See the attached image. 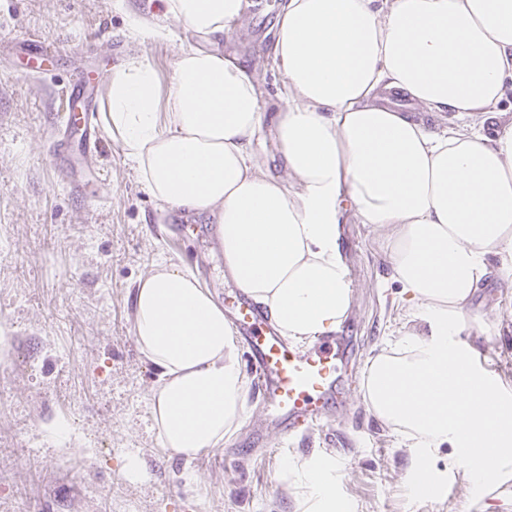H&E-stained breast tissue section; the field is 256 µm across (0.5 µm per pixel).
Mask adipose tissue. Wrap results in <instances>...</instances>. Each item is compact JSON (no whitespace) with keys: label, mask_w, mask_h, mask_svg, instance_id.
I'll return each mask as SVG.
<instances>
[{"label":"adipose tissue","mask_w":512,"mask_h":512,"mask_svg":"<svg viewBox=\"0 0 512 512\" xmlns=\"http://www.w3.org/2000/svg\"><path fill=\"white\" fill-rule=\"evenodd\" d=\"M196 46L169 87L132 55L108 79L105 128L166 210L215 218L224 267L281 336L308 348L348 317L353 290L340 239L345 213L383 235L411 324L370 357L363 399L423 462L454 448L469 483L512 481V395L468 337L487 258L512 262V122L430 132L379 102L392 91L424 112L462 119L494 110L512 87V0H281L273 108L253 71L217 47L247 0H156ZM271 131L283 172L255 145ZM133 336L159 373L156 439L187 459L223 447L246 413L250 380L223 306L198 277L160 263L133 295ZM330 453L284 458L300 512H339Z\"/></svg>","instance_id":"obj_1"}]
</instances>
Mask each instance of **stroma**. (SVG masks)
Instances as JSON below:
<instances>
[{"label": "stroma", "instance_id": "1", "mask_svg": "<svg viewBox=\"0 0 512 512\" xmlns=\"http://www.w3.org/2000/svg\"><path fill=\"white\" fill-rule=\"evenodd\" d=\"M248 2L245 24L218 47L257 65L267 102L276 95L268 31L280 0ZM131 10L152 17V0H0V324L10 336L0 357V512H296L282 461L325 451L336 458V492L351 512H512V482L476 490L448 448L429 461L430 493L408 496L409 450L368 411L362 375L366 360L404 329L411 303L391 278L381 234L349 213L341 245L353 304L342 324L351 338L342 406L301 433H269L247 455L241 448L263 415L254 383L249 412L221 454L189 461L158 446L148 404L158 373L135 343L132 295L166 260L193 272L221 305L233 304L239 290L224 275L215 226L203 215L161 210L111 138L84 183L48 153L73 71L104 73L134 52L169 84L188 44L182 25L172 24V37L137 41ZM37 36L59 51L52 76L25 75L14 52ZM488 266L475 304L496 325L471 340L480 363L512 391V278L499 256ZM62 418L71 441L50 447L44 427ZM130 454L145 480L125 476Z\"/></svg>", "mask_w": 512, "mask_h": 512}]
</instances>
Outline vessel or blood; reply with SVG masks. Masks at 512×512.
<instances>
[{
  "instance_id": "b4317fda",
  "label": "vessel or blood",
  "mask_w": 512,
  "mask_h": 512,
  "mask_svg": "<svg viewBox=\"0 0 512 512\" xmlns=\"http://www.w3.org/2000/svg\"><path fill=\"white\" fill-rule=\"evenodd\" d=\"M53 45L46 39H29L19 44L18 54L29 61L44 60ZM91 75L78 72L71 76L62 93L71 110L64 123L81 129L80 146L84 153L96 152L99 141L95 130V109L91 105ZM233 324L247 346L273 422L284 433L306 430L325 417L332 401L338 364L345 351V338L336 332L322 337L308 353H297L282 336L264 321L261 312L250 303H242Z\"/></svg>"
}]
</instances>
